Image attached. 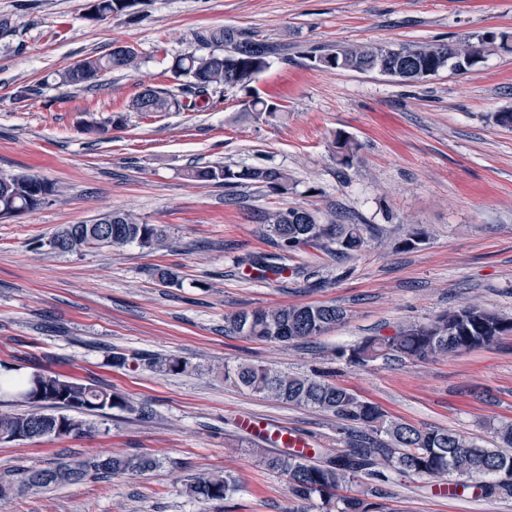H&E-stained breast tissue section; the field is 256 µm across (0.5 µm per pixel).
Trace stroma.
<instances>
[{"label":"stroma","instance_id":"stroma-1","mask_svg":"<svg viewBox=\"0 0 512 512\" xmlns=\"http://www.w3.org/2000/svg\"><path fill=\"white\" fill-rule=\"evenodd\" d=\"M88 0H0V171L26 172L64 193L0 222V369L91 380L126 394L144 417L113 411L103 431L0 443V481L90 454L155 457L144 475L88 479L0 503V512H295L283 476L259 462L273 440L243 432L238 417L336 445L325 414L268 401L224 378L246 361L329 376L412 425L447 427L474 439L512 420V335L490 349L402 364L352 367L337 346L389 336L472 301L512 317V53L487 46L470 71L407 82L377 73L321 70L312 48L460 42L512 34V0H138L133 14L95 20ZM232 28L272 44L253 88L277 117L242 116L245 94L218 107L144 115L131 109L146 87L177 88L186 51L208 53L195 35ZM128 46L135 68L97 87L62 84L76 62ZM123 129H111L115 115ZM92 122L102 135L85 133ZM361 145L340 171L336 132ZM275 167L294 179L278 195L186 179L194 164ZM303 206L375 225L383 244L337 261L306 249L284 254L292 271L259 275L247 260L273 253L261 211ZM131 211L162 225L170 246L134 245L59 254L46 242L68 224ZM426 232L414 249L400 245ZM176 273L162 282L159 270ZM334 303L344 325L306 343H262L226 334L227 315L285 304ZM177 355L189 372L118 368L112 353ZM229 473L241 492L200 502L195 475ZM392 512H512V499L436 494L431 483L392 488Z\"/></svg>","mask_w":512,"mask_h":512}]
</instances>
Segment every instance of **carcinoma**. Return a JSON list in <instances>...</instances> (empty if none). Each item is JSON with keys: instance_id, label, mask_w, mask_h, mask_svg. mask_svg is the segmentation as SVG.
Instances as JSON below:
<instances>
[{"instance_id": "cac0c4a2", "label": "carcinoma", "mask_w": 512, "mask_h": 512, "mask_svg": "<svg viewBox=\"0 0 512 512\" xmlns=\"http://www.w3.org/2000/svg\"><path fill=\"white\" fill-rule=\"evenodd\" d=\"M137 0H90L88 14L106 18L131 11ZM197 40L211 43L216 49L203 55L185 52L176 58L173 70L187 81L178 93L147 87L135 97L131 107L153 113L171 110L197 111L214 103L217 94L239 88L248 90L269 67L271 48L241 32L224 28L201 33ZM485 42L469 40L441 44H396L398 57L382 54L387 45L336 46L319 54L324 68L363 73H390L413 79L411 70L429 62L435 72L446 69L465 73L482 57ZM136 53L131 49L114 51L107 57L89 56L60 74L70 86H92L107 71L132 68ZM243 114L260 119L274 117L277 105L258 95L241 101ZM336 163L351 168L358 158L359 144L342 132L333 142ZM185 177L194 182H219L227 189L241 186L264 188L276 194L290 190L288 173L275 167L229 165L192 166ZM19 189L16 201L0 193V218L12 209L33 211L62 192L56 184L36 175L0 172V190ZM262 223L273 244L281 251L315 248L337 258H356L370 242L378 239L375 227L352 219L348 223H327L304 207L288 211L272 210L262 215ZM165 229L149 224L129 211L116 213L112 231L97 234L87 224H69L60 249L64 253L81 248H119L135 244L152 252L164 246ZM280 256H259L250 261L259 272L281 274L276 264ZM346 310L332 303L283 305L255 308L225 319L224 331L260 342H294L325 335L341 326ZM512 334V318H504L477 303L443 312L426 322H414L392 336H372L360 342L336 347V358L351 366H366L378 359L393 363L407 360L425 361L449 353L488 349L504 335ZM139 362L165 374H182L192 368L187 359L176 355L128 356L112 353V365L125 367ZM224 379L272 400L309 408L336 419L344 449L330 453L316 448L309 456L302 452L277 453L262 448L257 451L260 463L286 477L288 493L302 504V510L314 512H390L386 500L389 486L401 478L428 480L451 495L457 490L474 497L512 499V421H501L492 428V440L478 443L454 430L437 426L416 427L392 417L381 405L335 382L275 370L249 362L224 368ZM16 396L27 409L0 412L3 435L40 434L67 437L91 431L98 423L89 422L84 410L118 409L128 414H142L132 400L86 380L32 372ZM384 464L386 471L376 469ZM159 465V460L145 455H88L50 468H31L23 472L18 483L0 482V501L21 494H39L50 488L76 484L71 474L80 469L83 478L103 479L120 475H143ZM354 484L358 490L343 494ZM240 490L236 478L216 473L201 474L186 484L189 496L203 502L224 500Z\"/></svg>"}]
</instances>
